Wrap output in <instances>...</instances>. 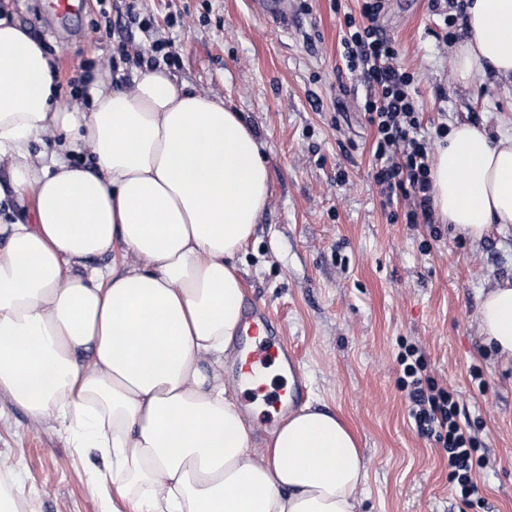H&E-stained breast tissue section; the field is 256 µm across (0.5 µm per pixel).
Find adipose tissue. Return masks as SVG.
Returning a JSON list of instances; mask_svg holds the SVG:
<instances>
[{"mask_svg":"<svg viewBox=\"0 0 512 512\" xmlns=\"http://www.w3.org/2000/svg\"><path fill=\"white\" fill-rule=\"evenodd\" d=\"M455 86L512 80V0H467L450 56ZM47 131L52 153L32 155ZM88 151L90 164L71 162ZM0 165L33 221H0V394L55 420L102 470L101 512H361L367 478L345 418L308 403L266 441L224 379L242 331L238 255L267 206L262 144L223 100L169 71L88 102L58 100L47 52L0 17ZM433 207L479 241L512 224V134L457 122L431 164ZM118 253L111 269L93 258ZM512 360V280L475 313Z\"/></svg>","mask_w":512,"mask_h":512,"instance_id":"1","label":"adipose tissue"}]
</instances>
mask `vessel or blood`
Instances as JSON below:
<instances>
[{"label":"vessel or blood","mask_w":512,"mask_h":512,"mask_svg":"<svg viewBox=\"0 0 512 512\" xmlns=\"http://www.w3.org/2000/svg\"><path fill=\"white\" fill-rule=\"evenodd\" d=\"M85 0H49V8L53 15L62 22L68 23L80 18L83 14ZM247 326L246 336L249 340L247 348L242 350L238 358V368L243 379L253 384L255 392H268L269 386L263 379V373L269 369L277 357H284L288 364H295V352H279L272 340L276 331L273 316L259 303L250 304L244 313Z\"/></svg>","instance_id":"obj_1"}]
</instances>
